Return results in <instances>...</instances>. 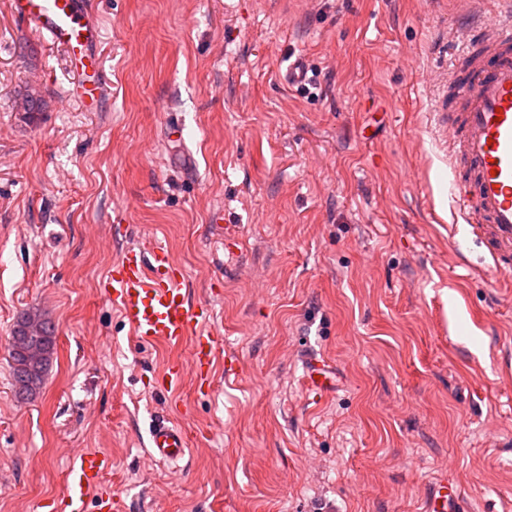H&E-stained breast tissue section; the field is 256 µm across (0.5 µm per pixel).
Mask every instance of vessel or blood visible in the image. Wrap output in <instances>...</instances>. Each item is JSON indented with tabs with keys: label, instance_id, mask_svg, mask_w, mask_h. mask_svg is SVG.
Instances as JSON below:
<instances>
[{
	"label": "vessel or blood",
	"instance_id": "b4317fda",
	"mask_svg": "<svg viewBox=\"0 0 512 512\" xmlns=\"http://www.w3.org/2000/svg\"><path fill=\"white\" fill-rule=\"evenodd\" d=\"M9 8L44 39L68 49L78 73L76 95L98 106L106 90L97 63L102 26L86 0H9ZM462 44V64L439 84L429 114L431 132L458 174V214L470 234L483 240L494 267L507 272L512 270V0H497L492 23L469 31ZM183 280L164 247L131 244L113 261L104 286V297L117 307L137 342L190 344V362L170 359L157 377L160 391L179 388L189 375L198 388L211 387L222 347L211 307L192 302ZM306 379L319 394L335 386L315 358L307 364ZM190 444L183 426L157 420L150 430V459L178 463ZM109 467L110 458L101 451L75 457L65 493L71 512H83L91 491L96 512H118L120 503L103 482Z\"/></svg>",
	"mask_w": 512,
	"mask_h": 512
}]
</instances>
